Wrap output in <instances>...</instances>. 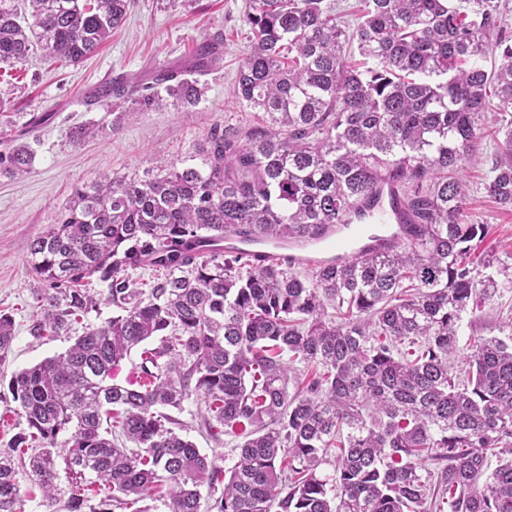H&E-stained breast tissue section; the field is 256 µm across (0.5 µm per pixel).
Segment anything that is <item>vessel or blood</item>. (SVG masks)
<instances>
[{"instance_id": "b4317fda", "label": "vessel or blood", "mask_w": 512, "mask_h": 512, "mask_svg": "<svg viewBox=\"0 0 512 512\" xmlns=\"http://www.w3.org/2000/svg\"><path fill=\"white\" fill-rule=\"evenodd\" d=\"M406 220V215L395 202L394 186L382 179L377 183L373 206L353 217L344 235H328L301 246L248 243L233 237L227 238L225 244L247 252L257 266L286 262L295 268L309 269L321 265L328 256L345 260L364 247L392 241L399 224Z\"/></svg>"}]
</instances>
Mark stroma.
I'll list each match as a JSON object with an SVG mask.
<instances>
[{
  "label": "stroma",
  "instance_id": "35a3bbf8",
  "mask_svg": "<svg viewBox=\"0 0 512 512\" xmlns=\"http://www.w3.org/2000/svg\"><path fill=\"white\" fill-rule=\"evenodd\" d=\"M248 0H132L124 25L94 54L75 66L48 62L34 49L20 68L0 69V132L25 134L36 157L33 170L21 178L0 177V310L14 320L15 340L0 373H12L64 352L68 337L38 340L28 328L33 314L30 242L55 222L77 185L97 180L143 175L161 162L193 155L210 128L219 124L242 129L260 122L259 112L233 94L237 69L247 46L242 23ZM223 33L224 51L214 68L201 76L204 96L195 111L167 106L158 112L128 111L119 129H112L106 108L87 105L90 94L110 79L123 76L148 82L157 69H184L197 45ZM50 120L31 128L33 117ZM512 120V107L491 99L484 122L489 131L480 146V161L467 172L470 222L487 227L479 254L492 257L486 273L497 292L478 310L465 313L459 328L455 373L468 366L469 345L479 337L512 336V210L489 197L485 178L495 158V131ZM89 122L102 133L74 144L71 128ZM182 433L217 465L231 467L235 440H214L202 426L200 403L187 399L171 412Z\"/></svg>",
  "mask_w": 512,
  "mask_h": 512
}]
</instances>
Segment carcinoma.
<instances>
[{"label": "carcinoma", "instance_id": "obj_1", "mask_svg": "<svg viewBox=\"0 0 512 512\" xmlns=\"http://www.w3.org/2000/svg\"><path fill=\"white\" fill-rule=\"evenodd\" d=\"M361 2L350 27L335 0H248L234 93L264 125L216 124L155 173L75 186L31 242L32 336H69L102 305L116 313L11 376L26 427L0 451V512H26L21 476L54 506L61 464L65 512H151L147 499L165 512H512V345L475 339L461 384L449 364L462 314L496 292L471 258L486 225L466 220L465 172L488 90L512 105V23L501 0ZM130 4L0 0V65L37 44L77 64ZM222 44L220 33L198 44L193 73ZM354 44L371 62L362 71L347 62ZM489 55L501 59L490 71L478 64ZM203 94L160 70L147 87L115 78L94 101L115 129L125 104L192 112ZM34 158L21 134L0 142V177L30 173ZM382 172L409 213L400 245L304 273L224 250L227 236L288 245L346 226ZM485 188L512 207V124ZM146 268L152 280L134 277ZM92 277L102 288L85 287ZM154 338L140 382H112ZM13 341L0 310V364ZM193 395L207 433L238 439L228 469L165 413Z\"/></svg>", "mask_w": 512, "mask_h": 512}]
</instances>
